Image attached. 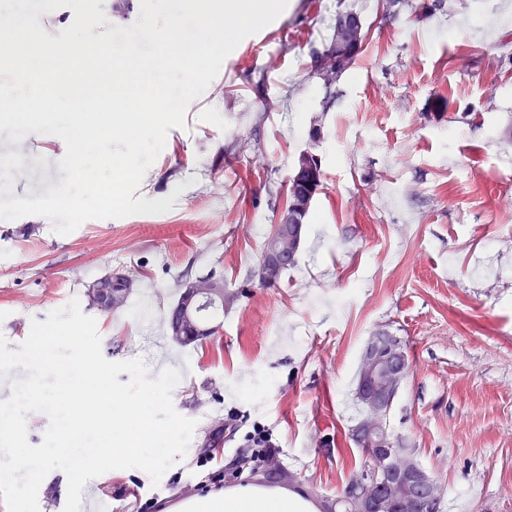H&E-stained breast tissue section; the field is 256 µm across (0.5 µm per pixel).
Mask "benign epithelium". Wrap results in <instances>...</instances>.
Masks as SVG:
<instances>
[{
  "label": "benign epithelium",
  "instance_id": "benign-epithelium-1",
  "mask_svg": "<svg viewBox=\"0 0 512 512\" xmlns=\"http://www.w3.org/2000/svg\"><path fill=\"white\" fill-rule=\"evenodd\" d=\"M336 51L320 54L317 66L341 72L349 57L360 47L364 38L359 19L342 14L336 18ZM321 136L310 140L294 162L291 182L312 187L320 167L315 146ZM315 193L293 199L278 214L272 225V245L258 263V281L273 283L278 270L298 257L302 225L294 222L295 212L311 206ZM140 282L128 269H120L97 279L89 288L94 305L103 312L121 306ZM213 299L228 307L233 297L224 292V278L209 275L181 281L180 299L170 322L172 336H210L216 327L196 319V310L205 299ZM360 373L359 394L364 405L363 424L357 430V439L375 449L373 472L354 474L342 494L359 502L366 500L369 507L362 512H441L443 492L438 479L425 472L417 456L401 454V472L413 478L401 477L394 482L382 479L389 458L397 453L396 438L390 428V413L395 400L409 376L405 361L395 337L385 330L367 336L357 367Z\"/></svg>",
  "mask_w": 512,
  "mask_h": 512
}]
</instances>
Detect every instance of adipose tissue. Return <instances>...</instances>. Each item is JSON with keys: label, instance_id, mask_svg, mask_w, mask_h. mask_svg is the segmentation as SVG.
<instances>
[{"label": "adipose tissue", "instance_id": "1", "mask_svg": "<svg viewBox=\"0 0 512 512\" xmlns=\"http://www.w3.org/2000/svg\"><path fill=\"white\" fill-rule=\"evenodd\" d=\"M185 512H309V504L299 496L268 491L252 485L231 491H215L188 502Z\"/></svg>", "mask_w": 512, "mask_h": 512}]
</instances>
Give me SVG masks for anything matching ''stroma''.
Returning a JSON list of instances; mask_svg holds the SVG:
<instances>
[{
  "label": "stroma",
  "instance_id": "1",
  "mask_svg": "<svg viewBox=\"0 0 512 512\" xmlns=\"http://www.w3.org/2000/svg\"><path fill=\"white\" fill-rule=\"evenodd\" d=\"M346 9L368 36L328 89L312 56ZM264 32L268 46L247 38L225 59L146 172L150 200L185 184L170 211L67 235L37 215L0 220V335L18 349L75 298L107 360L180 371L173 404L197 422L185 456L156 484L139 469L90 480L106 512H181L216 488L263 486L234 473L257 423L320 512L363 459L355 376L378 328L411 363L391 429L441 482L444 512H512V0H409L393 17L385 0H288ZM316 125L324 188L296 266L260 287L250 274ZM65 152L52 134L0 132V198L58 185ZM123 267L141 274L126 306H91L89 285ZM208 274L238 298L218 336L185 348L165 317L178 278ZM230 415L238 431L212 451Z\"/></svg>",
  "mask_w": 512,
  "mask_h": 512
}]
</instances>
